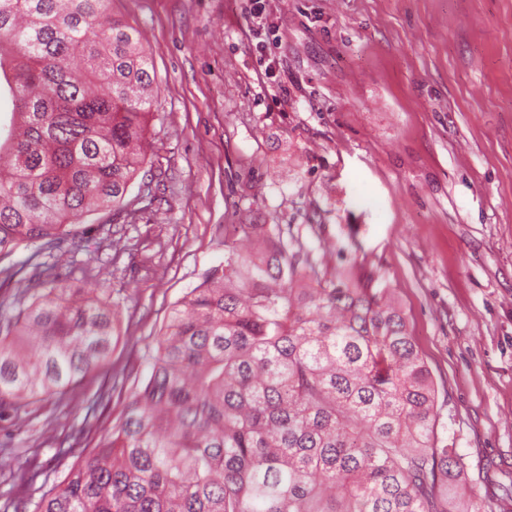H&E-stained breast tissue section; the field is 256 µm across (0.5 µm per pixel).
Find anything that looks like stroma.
<instances>
[{
	"label": "stroma",
	"instance_id": "1",
	"mask_svg": "<svg viewBox=\"0 0 512 512\" xmlns=\"http://www.w3.org/2000/svg\"><path fill=\"white\" fill-rule=\"evenodd\" d=\"M114 0L157 94L121 208L0 260V322L38 277L117 310L109 360L0 417V512H33L145 380L171 309L224 263V227L278 224L320 269L392 288L443 403L464 499L512 512V0ZM90 432L76 429L99 391Z\"/></svg>",
	"mask_w": 512,
	"mask_h": 512
}]
</instances>
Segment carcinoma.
I'll return each mask as SVG.
<instances>
[{
	"label": "carcinoma",
	"instance_id": "carcinoma-1",
	"mask_svg": "<svg viewBox=\"0 0 512 512\" xmlns=\"http://www.w3.org/2000/svg\"><path fill=\"white\" fill-rule=\"evenodd\" d=\"M80 60L72 68L68 61ZM0 259L57 249L141 170L155 73L112 0H0ZM169 313L118 425L34 512H464L439 390L366 271L320 272L277 224H239ZM112 304L48 274L0 324V410L65 390L112 351Z\"/></svg>",
	"mask_w": 512,
	"mask_h": 512
}]
</instances>
